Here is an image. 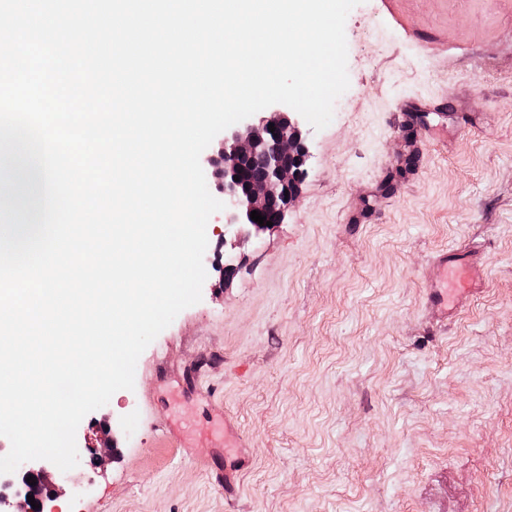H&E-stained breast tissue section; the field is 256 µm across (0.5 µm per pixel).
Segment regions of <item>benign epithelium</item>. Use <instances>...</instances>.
Here are the masks:
<instances>
[{"mask_svg": "<svg viewBox=\"0 0 512 512\" xmlns=\"http://www.w3.org/2000/svg\"><path fill=\"white\" fill-rule=\"evenodd\" d=\"M274 124L275 131L268 129ZM309 157L300 122L294 112H273L257 124L224 130V151L211 155L202 165L207 186H215L220 201L222 223L212 225V234L224 239L234 228L230 248L264 232L250 217L256 210L276 226L299 195L304 166ZM34 477L36 484L27 482ZM0 504L6 512H65L63 486L55 484L45 465L22 463L15 472L0 474ZM32 495L38 509L32 508Z\"/></svg>", "mask_w": 512, "mask_h": 512, "instance_id": "benign-epithelium-1", "label": "benign epithelium"}]
</instances>
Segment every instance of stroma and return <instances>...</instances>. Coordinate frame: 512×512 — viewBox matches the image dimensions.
Masks as SVG:
<instances>
[{"mask_svg": "<svg viewBox=\"0 0 512 512\" xmlns=\"http://www.w3.org/2000/svg\"><path fill=\"white\" fill-rule=\"evenodd\" d=\"M349 88L282 224L140 355L133 390L79 424L70 506L92 512H512V0H360ZM439 112L393 124L403 97ZM481 252L447 322L438 251ZM231 414L225 452L209 428ZM178 424L191 456L151 430ZM116 441L94 462L102 425ZM229 474L228 499L211 472Z\"/></svg>", "mask_w": 512, "mask_h": 512, "instance_id": "obj_1", "label": "stroma"}]
</instances>
